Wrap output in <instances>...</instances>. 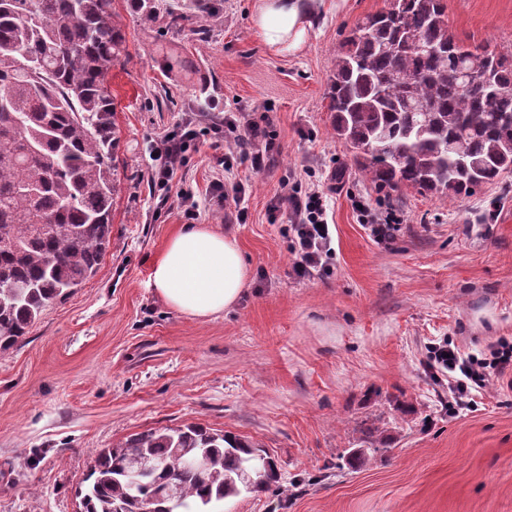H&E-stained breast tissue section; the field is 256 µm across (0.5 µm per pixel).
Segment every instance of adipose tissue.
Instances as JSON below:
<instances>
[{"label": "adipose tissue", "instance_id": "ef3b65f1", "mask_svg": "<svg viewBox=\"0 0 512 512\" xmlns=\"http://www.w3.org/2000/svg\"><path fill=\"white\" fill-rule=\"evenodd\" d=\"M312 0H261L254 23L265 45L277 52L298 49L311 26ZM249 268L233 237L208 224L183 227L155 261L151 281L178 313L208 318L238 302Z\"/></svg>", "mask_w": 512, "mask_h": 512}]
</instances>
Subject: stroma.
<instances>
[{
    "label": "stroma",
    "mask_w": 512,
    "mask_h": 512,
    "mask_svg": "<svg viewBox=\"0 0 512 512\" xmlns=\"http://www.w3.org/2000/svg\"><path fill=\"white\" fill-rule=\"evenodd\" d=\"M112 0L122 50L107 75L117 128L112 237L96 276L0 351V512H80L101 450L151 428L197 423L262 446L278 479L224 512H512V386L448 408L429 366L447 338L479 352L512 341V174L446 199L365 181L336 139L327 95L344 37L386 0H318L296 50L267 48L257 0ZM456 37L512 52V0H444ZM197 112H247L276 136L277 162L224 171L222 149L189 150L174 180L197 223L236 238L250 270L238 303L207 319L168 307L154 261L187 221L152 175L155 141ZM250 186L232 224L213 181ZM327 192L334 253L293 271V185ZM403 217L390 242L352 200Z\"/></svg>",
    "instance_id": "obj_1"
}]
</instances>
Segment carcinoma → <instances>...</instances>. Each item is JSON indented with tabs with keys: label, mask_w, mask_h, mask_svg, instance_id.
Masks as SVG:
<instances>
[{
	"label": "carcinoma",
	"mask_w": 512,
	"mask_h": 512,
	"mask_svg": "<svg viewBox=\"0 0 512 512\" xmlns=\"http://www.w3.org/2000/svg\"><path fill=\"white\" fill-rule=\"evenodd\" d=\"M122 38L112 0H0V351L96 275L110 244L116 126L106 76ZM491 68V101L453 72ZM336 136L379 189L459 198L512 173V59L448 34L442 0H388L356 24L328 92ZM52 224L53 232H34ZM195 455L203 465L187 468ZM267 460L260 480L241 472ZM163 467L145 476L144 460ZM275 460L199 424L133 434L104 449L81 512H220L224 500L276 481Z\"/></svg>",
	"instance_id": "cac0c4a2"
}]
</instances>
